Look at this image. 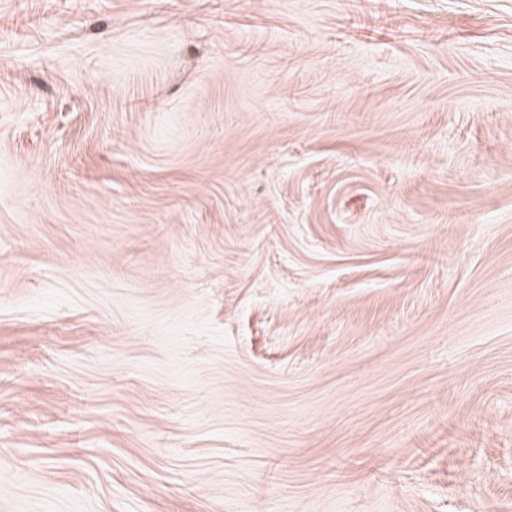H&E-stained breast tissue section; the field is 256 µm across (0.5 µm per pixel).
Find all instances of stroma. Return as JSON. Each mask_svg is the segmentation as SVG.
I'll use <instances>...</instances> for the list:
<instances>
[{
    "instance_id": "obj_1",
    "label": "stroma",
    "mask_w": 512,
    "mask_h": 512,
    "mask_svg": "<svg viewBox=\"0 0 512 512\" xmlns=\"http://www.w3.org/2000/svg\"><path fill=\"white\" fill-rule=\"evenodd\" d=\"M0 512H512V0H0Z\"/></svg>"
}]
</instances>
